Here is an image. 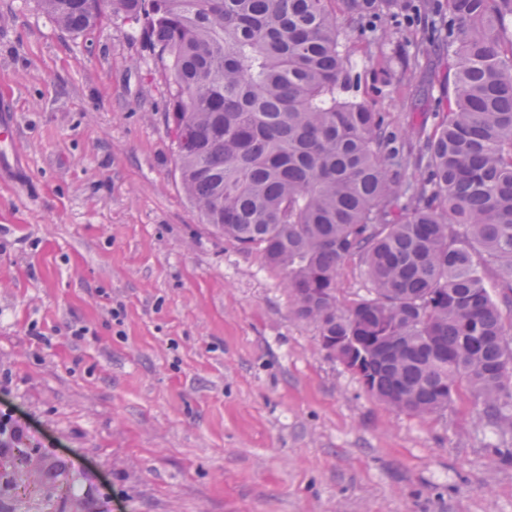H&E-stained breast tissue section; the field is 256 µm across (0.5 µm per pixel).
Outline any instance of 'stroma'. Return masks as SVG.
<instances>
[{"mask_svg": "<svg viewBox=\"0 0 512 512\" xmlns=\"http://www.w3.org/2000/svg\"><path fill=\"white\" fill-rule=\"evenodd\" d=\"M432 0L343 28L341 99L405 125L445 111ZM169 70L116 14L61 29L0 0V101L23 183L0 178V512H512V432L474 396L391 409L297 319L282 274L201 223L164 113ZM22 426L12 418L11 414H6L0 418V455L12 452L13 444L23 436Z\"/></svg>", "mask_w": 512, "mask_h": 512, "instance_id": "stroma-1", "label": "stroma"}]
</instances>
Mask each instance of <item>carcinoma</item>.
<instances>
[{"label":"carcinoma","instance_id":"cac0c4a2","mask_svg":"<svg viewBox=\"0 0 512 512\" xmlns=\"http://www.w3.org/2000/svg\"><path fill=\"white\" fill-rule=\"evenodd\" d=\"M395 0H39L80 33L123 13L175 78L166 109L204 224L285 275L294 315L386 405L422 416L469 392L512 430V0H446L452 101L432 133L342 101L353 24ZM358 262L369 296L344 308ZM338 297L343 306L368 296L370 284L363 277L360 268L353 262H346L338 270Z\"/></svg>","mask_w":512,"mask_h":512}]
</instances>
